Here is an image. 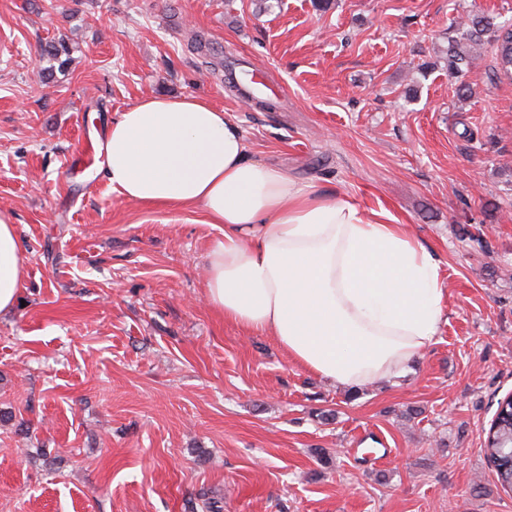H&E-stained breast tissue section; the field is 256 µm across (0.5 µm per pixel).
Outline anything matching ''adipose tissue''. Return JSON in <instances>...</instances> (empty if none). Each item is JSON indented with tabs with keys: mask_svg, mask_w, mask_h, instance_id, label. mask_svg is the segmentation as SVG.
Wrapping results in <instances>:
<instances>
[{
	"mask_svg": "<svg viewBox=\"0 0 512 512\" xmlns=\"http://www.w3.org/2000/svg\"><path fill=\"white\" fill-rule=\"evenodd\" d=\"M105 151L123 198L203 209L222 231L207 257L211 306L304 369L358 386L433 343L444 288L430 251L401 225L251 158L240 127L205 98L145 97L113 120ZM19 255L0 214V312L17 300Z\"/></svg>",
	"mask_w": 512,
	"mask_h": 512,
	"instance_id": "ef3b65f1",
	"label": "adipose tissue"
}]
</instances>
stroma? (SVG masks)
I'll return each mask as SVG.
<instances>
[{
	"label": "stroma",
	"instance_id": "1",
	"mask_svg": "<svg viewBox=\"0 0 512 512\" xmlns=\"http://www.w3.org/2000/svg\"><path fill=\"white\" fill-rule=\"evenodd\" d=\"M478 10L512 26V0H0V213L22 267L0 315V512H512L483 451L512 394V79L487 40L448 67ZM241 69L267 105L230 88ZM185 94L439 258V330L401 374L340 385L226 323L203 210L112 190V121Z\"/></svg>",
	"mask_w": 512,
	"mask_h": 512
}]
</instances>
